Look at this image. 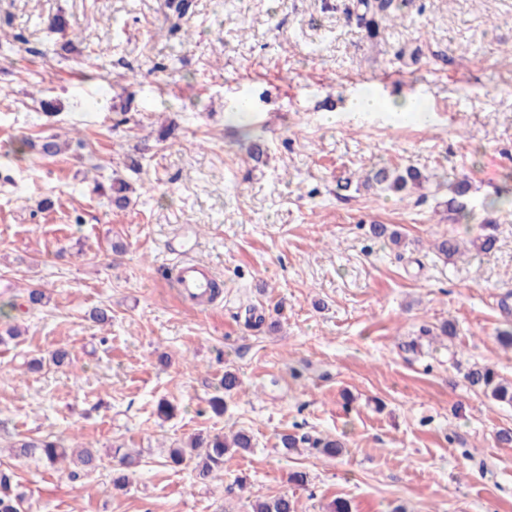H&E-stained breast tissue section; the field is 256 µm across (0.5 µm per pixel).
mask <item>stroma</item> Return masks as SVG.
Returning <instances> with one entry per match:
<instances>
[{"label":"stroma","mask_w":512,"mask_h":512,"mask_svg":"<svg viewBox=\"0 0 512 512\" xmlns=\"http://www.w3.org/2000/svg\"><path fill=\"white\" fill-rule=\"evenodd\" d=\"M194 3L183 45L159 32L166 0H0V38L26 39L0 64V333L22 331L0 344V468L24 512H251L283 493L297 512L337 499L352 512H512V443L498 440L512 407L465 379L486 364L512 381L498 339L512 325V208L492 205L512 173V0H412L375 36L356 0ZM57 14L78 35L63 57L46 27ZM365 88L419 96L430 122L348 119ZM43 95L53 120L39 117ZM237 99L251 104L262 161L229 119ZM53 133L67 152H9ZM96 163L100 180L133 184L127 209L89 192ZM377 165L468 182L466 218L432 183L404 201L338 189ZM489 231L487 255L447 262L433 249ZM187 243L222 288L204 311L174 284ZM32 285L47 294L36 310ZM96 307L110 324L90 319ZM61 345L72 361L59 369L48 357ZM228 369L240 385L217 416L207 402ZM241 428L254 448L227 454L209 483L165 463L192 434ZM287 433L347 448L289 452ZM46 435L139 449L134 484L111 490L110 457L73 479L68 463L11 455L12 441Z\"/></svg>","instance_id":"1"}]
</instances>
